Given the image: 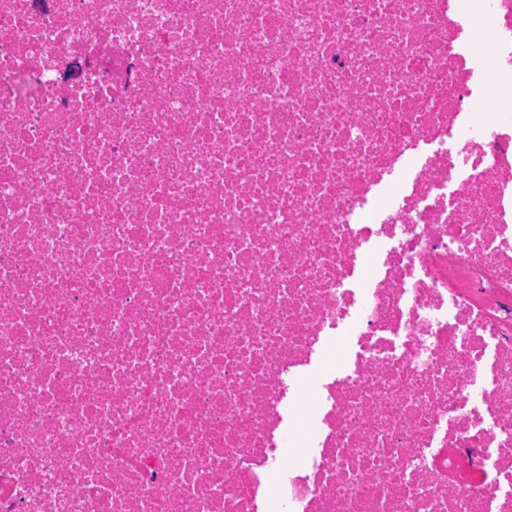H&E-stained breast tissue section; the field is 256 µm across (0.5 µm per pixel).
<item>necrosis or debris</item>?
Masks as SVG:
<instances>
[{
	"label": "necrosis or debris",
	"instance_id": "1",
	"mask_svg": "<svg viewBox=\"0 0 512 512\" xmlns=\"http://www.w3.org/2000/svg\"><path fill=\"white\" fill-rule=\"evenodd\" d=\"M0 512H512V0H0Z\"/></svg>",
	"mask_w": 512,
	"mask_h": 512
}]
</instances>
